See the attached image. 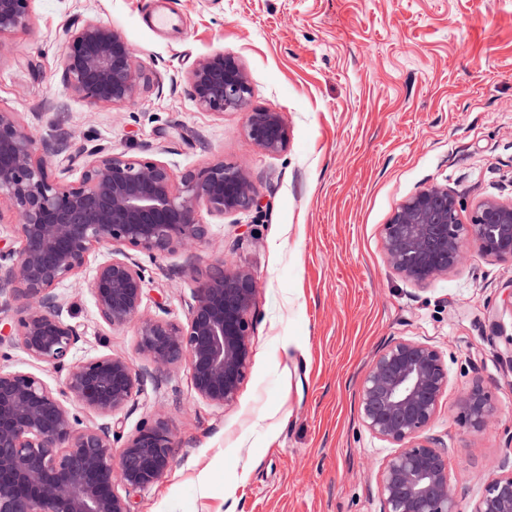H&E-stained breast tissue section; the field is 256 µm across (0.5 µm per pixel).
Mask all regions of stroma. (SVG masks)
<instances>
[{"label": "stroma", "instance_id": "35a3bbf8", "mask_svg": "<svg viewBox=\"0 0 512 512\" xmlns=\"http://www.w3.org/2000/svg\"><path fill=\"white\" fill-rule=\"evenodd\" d=\"M169 10L175 27L156 26ZM84 20L118 30L145 65L134 103L92 108L68 88L58 35ZM218 52L246 69L252 107L281 113L283 151L248 138L246 112L196 105L189 73ZM0 111L40 138L65 113L77 147L178 176L243 162L258 189L250 210L201 212L204 240L139 258L146 314L174 322L219 261L255 277L253 356L232 403L200 401L186 363L156 371L134 327L100 319L87 281L106 251L60 290L83 333L75 358L112 353L143 376L124 434L160 417L174 436L170 470L130 494L131 512H381L375 473L393 447L363 426L359 387L395 338L444 354L429 432L455 450L462 512L512 461V261L473 253L413 285L383 249L395 210L427 186L448 187L465 222L485 199L512 201V0H32L29 23L0 35ZM476 380L500 408L483 435L454 409Z\"/></svg>", "mask_w": 512, "mask_h": 512}]
</instances>
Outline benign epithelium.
<instances>
[{
  "mask_svg": "<svg viewBox=\"0 0 512 512\" xmlns=\"http://www.w3.org/2000/svg\"><path fill=\"white\" fill-rule=\"evenodd\" d=\"M30 0H0V35L26 25ZM65 80L89 106L134 102L148 82L124 36L96 21L68 25L59 35ZM199 108L222 115L248 108L249 77L222 52L191 70ZM248 137L279 153L288 129L281 113L255 109ZM71 135L37 137L13 113L0 112V206L18 250L0 248V314L16 310L0 328V359L21 349L59 375L40 376L0 364V512H130L127 494L159 482L172 465L167 421L142 423L126 435L119 418L141 391L142 376L125 357L73 359L79 326L62 317L58 289L77 277L95 250L106 249L88 281L99 317L109 327L135 325L137 348L158 371L185 361L194 392L221 407L233 401L249 369V313L257 284L230 262L212 267L194 289L185 322L147 316L144 268L115 245L152 258L207 236L204 208L216 216L258 205V191L240 165L213 164L176 177L164 162L87 152L76 182H65L50 159L67 152ZM448 187L422 189L385 226L388 267L414 285L430 283L462 264L470 252L512 258V203L486 200L470 223ZM448 368L434 346L395 339L373 359L360 386L364 427L395 446L380 465L381 512H460L449 467L452 449L427 435L448 392ZM457 417L482 434L500 409L479 381L460 390ZM468 512H512V469L487 479Z\"/></svg>",
  "mask_w": 512,
  "mask_h": 512,
  "instance_id": "1",
  "label": "benign epithelium"
}]
</instances>
